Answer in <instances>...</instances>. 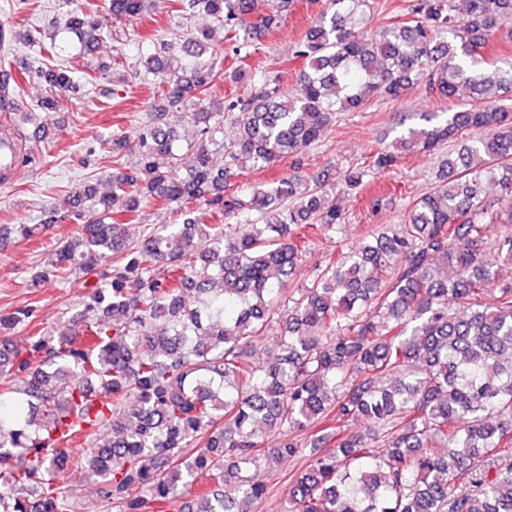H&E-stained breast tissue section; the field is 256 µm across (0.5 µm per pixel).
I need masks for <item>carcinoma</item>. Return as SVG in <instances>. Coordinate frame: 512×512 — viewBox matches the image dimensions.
Segmentation results:
<instances>
[{
  "label": "carcinoma",
  "instance_id": "cac0c4a2",
  "mask_svg": "<svg viewBox=\"0 0 512 512\" xmlns=\"http://www.w3.org/2000/svg\"><path fill=\"white\" fill-rule=\"evenodd\" d=\"M149 2L110 0L108 11L139 15ZM288 6L276 0L248 24L254 0H188L224 39L206 29L179 40L198 60L187 74L166 71L156 54L145 72L159 78L152 109L191 112L198 147L181 149L159 123L134 140L114 133L113 156L133 152L137 168L116 169L104 194L84 184L85 207L0 225V242L80 225L30 288L110 263L83 309L50 330L30 306L0 313V512H68L60 470L117 512H168L194 486L183 512H252L267 494L252 470L287 457L304 469L289 480L283 512H512V465H496L512 445V281L490 261L512 262V232L492 236L512 226V60L482 53L512 20V0H411L374 32L368 0H331L296 49L307 68L295 91L225 72L224 42L249 53L251 35ZM69 28L86 51L108 36L84 12ZM38 76L52 92L76 89L66 67L47 64ZM226 77L249 92L212 100ZM416 84L448 99L464 88L471 103L422 115L427 126L405 128L336 177L296 163L275 182L226 193L241 172L317 144L339 113L398 100ZM226 112L237 113L238 133L218 165L207 144ZM446 142L439 185L402 223L375 228L282 298L310 234L343 226L335 188L356 197L401 155ZM145 203L176 206L182 222L130 239L118 216L131 220ZM203 210L224 223L201 222ZM25 321L32 330L19 347L9 330ZM274 323L279 349L255 358L253 338ZM328 417L332 432L297 440ZM359 419L365 429L350 431Z\"/></svg>",
  "mask_w": 512,
  "mask_h": 512
}]
</instances>
